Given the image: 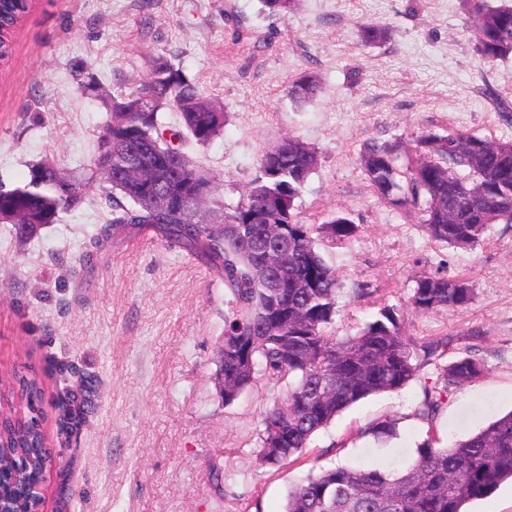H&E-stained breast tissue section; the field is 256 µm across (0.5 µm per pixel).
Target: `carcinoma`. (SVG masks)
<instances>
[{
	"mask_svg": "<svg viewBox=\"0 0 512 512\" xmlns=\"http://www.w3.org/2000/svg\"><path fill=\"white\" fill-rule=\"evenodd\" d=\"M31 0H0V61L12 53L11 37L30 9ZM299 0H262L270 13L286 16ZM476 49L487 61L512 54V7L473 3ZM320 83L301 72L288 93L298 102L314 100ZM103 129H112V158L133 151L157 166L161 155L176 158L159 171L156 190L170 207L150 204L139 186L123 181L118 170L107 174L95 163L82 175L65 173L50 159L30 167L27 181L0 188V214L21 215L28 240L69 212L57 180L70 181L83 196L100 188L111 209L91 246L150 228L206 263L231 295L224 336L217 350L218 374L224 376V405L252 388L257 375L285 381V396L259 419L262 466L280 467L298 460L311 438L343 410L375 394L396 392L416 376V354L428 357L434 342L414 348L403 319L392 307L355 334H336L339 275L320 249V239L338 245L353 237L357 225L334 215L314 226L299 218L296 200L318 167V153L290 135L263 148L259 175L235 204L216 197L214 178L191 156L224 133V103L205 95L168 58L149 62L147 80L130 91L112 92ZM166 111L176 122H162ZM399 146L368 140L359 160L373 192L404 213L418 212L429 237L460 249L482 244L492 224H512V141H493L473 133L446 131L421 135L406 165H397ZM474 298L471 281L439 273L416 276L409 299L419 314L460 309ZM482 363L469 356L445 365L432 387L425 388L419 418L432 421L443 398L482 377ZM29 419L6 417L0 427V512H37L39 489L49 456L35 413L42 387L35 378L20 379ZM281 447H275L276 442ZM512 480V411L479 432L446 446L428 437L409 466H320L288 490L284 512H466L474 500L491 495Z\"/></svg>",
	"mask_w": 512,
	"mask_h": 512,
	"instance_id": "obj_1",
	"label": "carcinoma"
}]
</instances>
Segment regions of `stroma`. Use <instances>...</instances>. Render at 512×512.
Here are the masks:
<instances>
[{
	"instance_id": "obj_1",
	"label": "stroma",
	"mask_w": 512,
	"mask_h": 512,
	"mask_svg": "<svg viewBox=\"0 0 512 512\" xmlns=\"http://www.w3.org/2000/svg\"><path fill=\"white\" fill-rule=\"evenodd\" d=\"M367 23L387 40L362 43ZM156 54L226 107L223 135L192 151L225 203L257 176L264 147L293 134L318 150L301 219L339 214L358 227L324 250L340 279L338 334L388 305L415 343L447 345L418 358L403 389L337 415L300 461L261 467L259 416L286 386L262 375L224 405L214 358L230 296L207 265L150 231L80 265L107 214L96 186L27 242L0 224V367L42 383L43 512H283L312 467L400 468L428 436L463 439L512 411V224L492 225L471 250L432 241L417 215L376 197L359 164L369 139L400 144L404 156L420 135L448 128L512 140L487 96L512 102V57L477 53L466 0H302L285 17L260 0H32L0 66V184L24 183L47 157L67 172L90 168L112 91L146 80ZM305 69L321 90L297 103L288 89ZM425 271L469 279L472 302L412 312ZM468 355L484 375L421 420L424 386ZM383 421L393 435L375 434ZM215 462L224 484L209 474Z\"/></svg>"
}]
</instances>
